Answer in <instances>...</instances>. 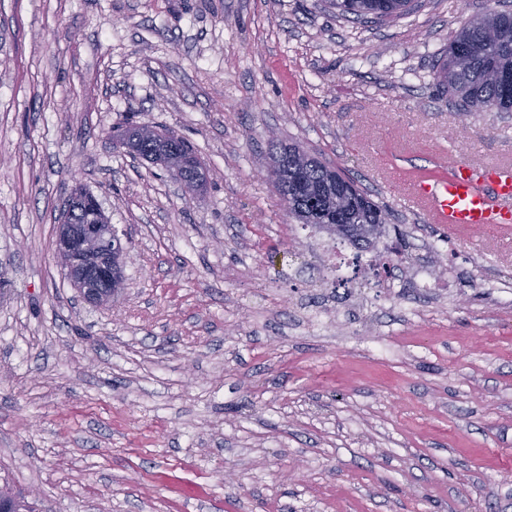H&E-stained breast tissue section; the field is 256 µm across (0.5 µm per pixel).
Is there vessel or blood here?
<instances>
[{
  "instance_id": "b4317fda",
  "label": "vessel or blood",
  "mask_w": 512,
  "mask_h": 512,
  "mask_svg": "<svg viewBox=\"0 0 512 512\" xmlns=\"http://www.w3.org/2000/svg\"><path fill=\"white\" fill-rule=\"evenodd\" d=\"M410 201L427 223L466 236L487 227L512 234V165L440 159L417 175Z\"/></svg>"
}]
</instances>
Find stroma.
<instances>
[{
	"label": "stroma",
	"mask_w": 512,
	"mask_h": 512,
	"mask_svg": "<svg viewBox=\"0 0 512 512\" xmlns=\"http://www.w3.org/2000/svg\"><path fill=\"white\" fill-rule=\"evenodd\" d=\"M497 0L365 23L328 0H0V482L35 512H512V236L403 202L393 145L512 162V112H460L433 69ZM206 167L184 200L114 148L128 117ZM339 168L428 291L317 272L270 139ZM84 187L126 248L95 307L55 256ZM344 312L325 334L307 314Z\"/></svg>",
	"instance_id": "1"
}]
</instances>
